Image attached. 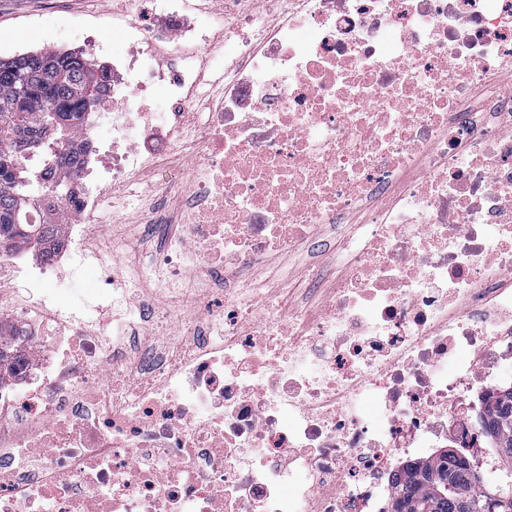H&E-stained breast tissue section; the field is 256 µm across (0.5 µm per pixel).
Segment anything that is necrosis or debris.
<instances>
[{
	"instance_id": "1",
	"label": "necrosis or debris",
	"mask_w": 512,
	"mask_h": 512,
	"mask_svg": "<svg viewBox=\"0 0 512 512\" xmlns=\"http://www.w3.org/2000/svg\"><path fill=\"white\" fill-rule=\"evenodd\" d=\"M141 2L81 126L98 169L31 209L67 215L59 245L28 275L0 259L24 336L0 372V512H381L405 463L488 458L477 402L512 360V0H213L209 98L194 0ZM176 163L175 210L135 191ZM104 206L163 230L154 294L101 253ZM327 231L296 307L280 263ZM95 266L111 294L62 304L51 282Z\"/></svg>"
}]
</instances>
